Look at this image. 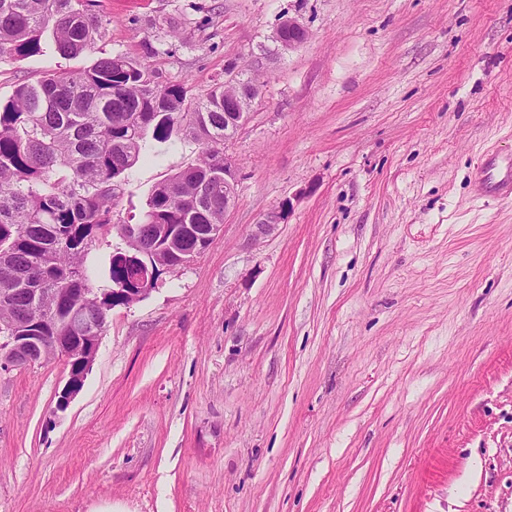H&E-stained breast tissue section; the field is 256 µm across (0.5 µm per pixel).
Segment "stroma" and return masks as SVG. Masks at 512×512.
Instances as JSON below:
<instances>
[{
  "instance_id": "stroma-1",
  "label": "stroma",
  "mask_w": 512,
  "mask_h": 512,
  "mask_svg": "<svg viewBox=\"0 0 512 512\" xmlns=\"http://www.w3.org/2000/svg\"><path fill=\"white\" fill-rule=\"evenodd\" d=\"M96 9L93 51L0 57V102L116 53L264 86L220 235L110 311L67 408L64 360L0 370V512H512V199L474 185L512 156V0ZM198 155L153 144L114 222ZM307 37L306 29L294 20L284 22L277 31V39L288 49L302 43ZM291 208V200H285L278 208L266 214L262 220L255 224V229L252 234L253 239H258L274 232L278 224L281 223V220L284 219V216L289 213Z\"/></svg>"
}]
</instances>
